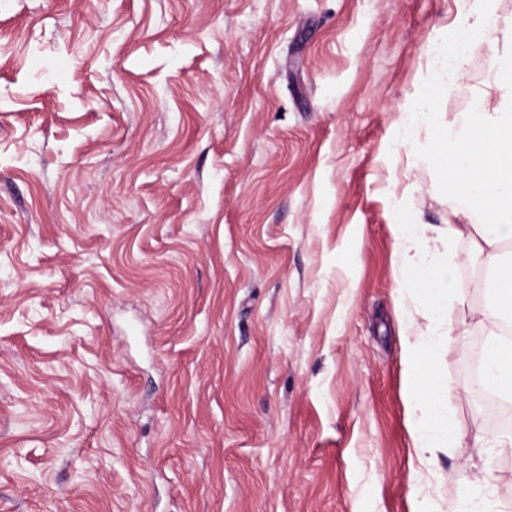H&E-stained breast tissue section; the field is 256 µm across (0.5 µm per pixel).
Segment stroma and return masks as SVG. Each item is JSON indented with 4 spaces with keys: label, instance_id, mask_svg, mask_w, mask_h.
<instances>
[{
    "label": "stroma",
    "instance_id": "35a3bbf8",
    "mask_svg": "<svg viewBox=\"0 0 512 512\" xmlns=\"http://www.w3.org/2000/svg\"><path fill=\"white\" fill-rule=\"evenodd\" d=\"M461 0H0V512H418L512 458L478 406L470 243L420 473L399 223H460L397 146ZM473 55L436 105L500 94ZM416 419L414 448L421 464H433L436 452L456 447L463 437L456 414L448 407V379L433 374L423 386L413 385L410 402Z\"/></svg>",
    "mask_w": 512,
    "mask_h": 512
}]
</instances>
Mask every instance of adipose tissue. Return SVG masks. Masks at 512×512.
Returning <instances> with one entry per match:
<instances>
[{
	"instance_id": "1",
	"label": "adipose tissue",
	"mask_w": 512,
	"mask_h": 512,
	"mask_svg": "<svg viewBox=\"0 0 512 512\" xmlns=\"http://www.w3.org/2000/svg\"><path fill=\"white\" fill-rule=\"evenodd\" d=\"M499 40L504 54L493 69L492 81L502 93L501 100L493 104L481 96L469 111L448 121L441 118L435 106L462 77L468 58ZM439 53L451 67L434 70L400 112L398 143L415 163L433 171L449 204L466 221L398 227L399 269L413 282L430 322L428 334L404 336V350L411 360L424 350L434 356L443 340L455 334V327L447 322L448 283L436 273L434 245L450 238H471L470 256L484 270L486 294L482 373L472 387L511 404L512 338L504 335L503 325L512 323V18H500L489 9H465ZM410 409L421 464H433L437 451L455 447L462 439L459 421L448 406V381L441 374L414 387ZM497 479L491 469L469 472L465 495L427 512H498L489 493Z\"/></svg>"
}]
</instances>
